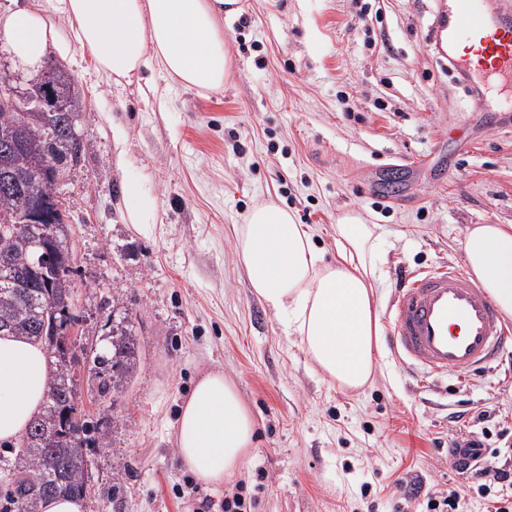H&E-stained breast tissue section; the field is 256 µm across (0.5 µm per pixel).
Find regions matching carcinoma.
Here are the masks:
<instances>
[{
    "mask_svg": "<svg viewBox=\"0 0 512 512\" xmlns=\"http://www.w3.org/2000/svg\"><path fill=\"white\" fill-rule=\"evenodd\" d=\"M54 91L75 105L71 82L52 64ZM68 112H9L0 107V153H10L18 183L0 184V334L27 336L39 342L54 366L40 413L21 440L14 460L0 461V480L10 489L0 494V512H38L41 500L59 494L87 496L89 460L81 448L68 446L74 425L86 426L78 411L74 389L79 360L63 356L60 337L80 321L68 313L77 290L71 274L75 255L69 246L68 224L57 216L54 229L23 223L26 188L40 179L53 161L63 172L82 156L83 143L70 131ZM46 236L44 264L28 247V240ZM134 329L112 328V349L90 356V371L101 397L121 391L136 364Z\"/></svg>",
    "mask_w": 512,
    "mask_h": 512,
    "instance_id": "cac0c4a2",
    "label": "carcinoma"
}]
</instances>
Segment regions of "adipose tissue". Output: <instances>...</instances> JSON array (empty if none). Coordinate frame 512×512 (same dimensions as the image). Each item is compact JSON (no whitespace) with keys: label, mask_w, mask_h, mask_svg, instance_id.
<instances>
[{"label":"adipose tissue","mask_w":512,"mask_h":512,"mask_svg":"<svg viewBox=\"0 0 512 512\" xmlns=\"http://www.w3.org/2000/svg\"><path fill=\"white\" fill-rule=\"evenodd\" d=\"M73 43L58 41L42 11L0 12V44L26 70L41 68L49 50L78 46L114 85L131 81L149 64L200 91L223 87L233 60L220 26L238 0H64ZM128 218L142 235L158 220V200L132 178ZM339 254L327 263L308 225L275 202L255 206L240 225L235 249L255 295L299 336L320 372L356 391L372 378L380 323L373 294L375 225L358 213L336 226ZM464 259L500 311L512 317V224H474L463 240ZM53 368L43 346L0 335V446L9 448L40 412ZM254 418L223 372L204 374L177 417V455L200 482L218 485L241 471L254 444Z\"/></svg>","instance_id":"obj_1"}]
</instances>
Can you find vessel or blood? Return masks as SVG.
<instances>
[{
  "mask_svg": "<svg viewBox=\"0 0 512 512\" xmlns=\"http://www.w3.org/2000/svg\"><path fill=\"white\" fill-rule=\"evenodd\" d=\"M449 13L445 39L460 51L455 66L492 91L512 89V23L490 14L484 0H449ZM386 319L391 354L422 380L474 375L512 347V323L456 262L407 276Z\"/></svg>",
  "mask_w": 512,
  "mask_h": 512,
  "instance_id": "b4317fda",
  "label": "vessel or blood"
}]
</instances>
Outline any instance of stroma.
<instances>
[{"label":"stroma","instance_id":"35a3bbf8","mask_svg":"<svg viewBox=\"0 0 512 512\" xmlns=\"http://www.w3.org/2000/svg\"><path fill=\"white\" fill-rule=\"evenodd\" d=\"M239 7L223 21L233 72L218 91L156 69L116 87L80 52L60 61L84 143L61 186L82 316L73 350L107 351L126 319L138 343L115 397L77 377L90 435L105 441L86 450V512H224L238 489L253 512H424L407 485L465 486L451 441L480 437L488 462L512 458V352L469 381L422 387L384 345L370 382L343 390L254 296L236 231L272 200L332 261L340 218L358 212L379 228L375 297L387 310L404 272L463 262L467 226L512 224V112L488 121L449 69L448 0H383L365 17L352 0ZM379 171L401 198L369 190ZM132 177L157 195L148 238L127 222ZM210 369L258 425L246 466L218 488L175 445L180 406Z\"/></svg>","mask_w":512,"mask_h":512}]
</instances>
